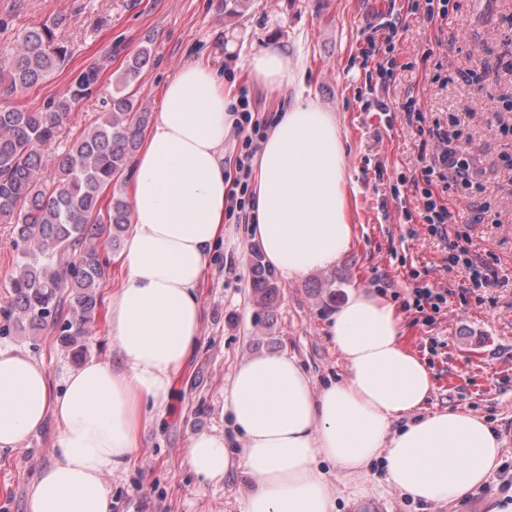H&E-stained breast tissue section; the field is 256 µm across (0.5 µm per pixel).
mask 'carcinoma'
I'll return each mask as SVG.
<instances>
[{
    "label": "carcinoma",
    "instance_id": "1",
    "mask_svg": "<svg viewBox=\"0 0 512 512\" xmlns=\"http://www.w3.org/2000/svg\"><path fill=\"white\" fill-rule=\"evenodd\" d=\"M65 17L22 31L12 47L7 88L27 92L52 75L70 56L57 40ZM103 60L82 69L66 94L41 110L0 107V223L13 228L21 257L5 303L17 327L32 331L51 327L64 343L74 346L97 310V288L107 259L98 245L116 251L131 224L128 198L116 187L128 180L132 158L152 114L141 106L136 87L152 60V49L141 46L125 55L115 91L104 113L71 139L73 109L98 88ZM53 151L54 176L42 175L46 151ZM251 282L255 317H274L278 283L262 256L252 254Z\"/></svg>",
    "mask_w": 512,
    "mask_h": 512
}]
</instances>
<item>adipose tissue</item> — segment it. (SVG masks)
Returning a JSON list of instances; mask_svg holds the SVG:
<instances>
[{
	"instance_id": "ef3b65f1",
	"label": "adipose tissue",
	"mask_w": 512,
	"mask_h": 512,
	"mask_svg": "<svg viewBox=\"0 0 512 512\" xmlns=\"http://www.w3.org/2000/svg\"><path fill=\"white\" fill-rule=\"evenodd\" d=\"M244 66L271 93L291 80L282 49ZM231 93L189 62L164 84L156 118L132 160V223L121 288L107 299L115 359H90L53 386L46 367L0 343V454L47 420L53 463L27 495V512H110L106 476L135 462L151 413L164 409L202 336L198 289L224 235V139ZM347 152L336 116L296 97L260 144L250 225L267 262L289 280L332 268L352 243ZM331 339L346 379L318 388L295 357L240 364L225 406L242 448L203 431L184 461L201 483L245 468L243 512H335L324 464L350 477L382 461L386 482L430 505L457 503L496 469L501 444L478 416L425 412L433 376L401 340L394 307L353 292L334 312Z\"/></svg>"
}]
</instances>
